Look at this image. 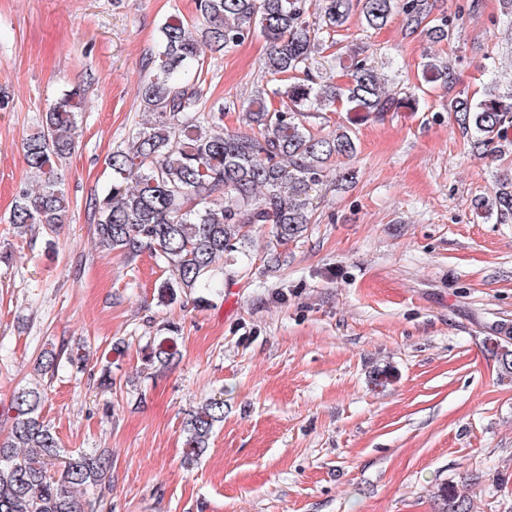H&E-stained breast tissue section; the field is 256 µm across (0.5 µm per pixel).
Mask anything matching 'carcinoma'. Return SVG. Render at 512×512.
<instances>
[{"label":"carcinoma","mask_w":512,"mask_h":512,"mask_svg":"<svg viewBox=\"0 0 512 512\" xmlns=\"http://www.w3.org/2000/svg\"><path fill=\"white\" fill-rule=\"evenodd\" d=\"M195 0L197 21L170 16L161 26L160 46L145 64L149 78L139 86L143 110L154 122L132 133L112 152V183L95 200L96 236L105 251L129 257L147 248L167 277L162 288L177 291L216 287V262L238 251V244L260 226H270L267 262L276 264L278 247L301 237L311 223L310 192L323 182L333 159L352 157L356 142L347 128L314 130L309 119L343 103L354 113L349 122L395 112L416 101L401 73L379 72L368 47L358 46L345 66L348 81L339 85L325 64L335 58L331 34L353 13L364 25L380 29L394 11L406 31L432 43L451 38L455 20L433 15L429 0ZM258 32L268 42L265 73L279 77L260 86L240 104L250 135L224 131V105L202 109L194 73L205 55L221 53ZM423 79L450 91L454 67L431 59ZM81 102L65 94L41 117L36 133L23 143L36 188L17 191L8 223L24 230L32 224L63 222L69 201L62 190L60 163L75 150ZM451 112L472 150L500 153L512 145V87L500 91L491 80L481 99L459 96ZM486 217L512 220V173L505 174L491 198L479 203ZM502 372L512 374V328L489 338ZM177 354L171 336H157L151 358L164 364ZM45 398L36 385L12 400L10 436L0 442V512H99L112 493V458L103 452L64 453L59 437L40 420ZM224 421V398L205 399L185 421L184 448L189 461L209 448L216 425ZM62 460L60 475L51 472ZM92 493L82 503L73 494Z\"/></svg>","instance_id":"obj_1"}]
</instances>
